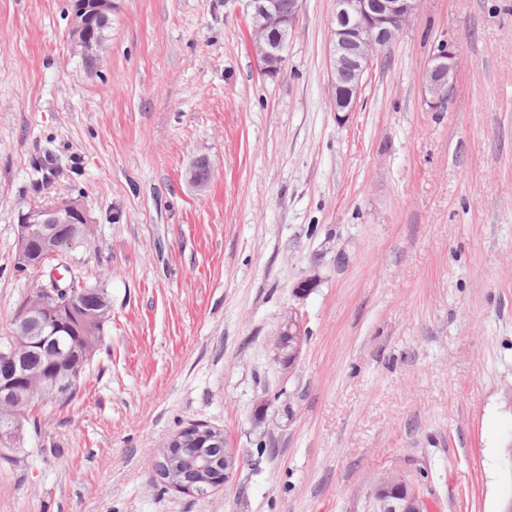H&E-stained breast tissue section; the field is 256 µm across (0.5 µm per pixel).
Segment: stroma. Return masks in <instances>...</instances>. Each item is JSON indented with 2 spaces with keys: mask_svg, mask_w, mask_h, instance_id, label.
I'll use <instances>...</instances> for the list:
<instances>
[{
  "mask_svg": "<svg viewBox=\"0 0 512 512\" xmlns=\"http://www.w3.org/2000/svg\"><path fill=\"white\" fill-rule=\"evenodd\" d=\"M114 3L90 72L68 0H0V343L56 266L112 298L77 395L36 406L37 432L0 462V512H364L390 473L431 512H501L512 0H420L346 117L329 94L333 0H304L277 79L246 0ZM443 41L456 99L430 112L421 76ZM62 196L92 237L16 272L20 214ZM292 308L307 341L287 372L275 342ZM192 422L242 456L204 498L152 478Z\"/></svg>",
  "mask_w": 512,
  "mask_h": 512,
  "instance_id": "35a3bbf8",
  "label": "stroma"
}]
</instances>
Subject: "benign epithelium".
Returning a JSON list of instances; mask_svg holds the SVG:
<instances>
[{
  "label": "benign epithelium",
  "mask_w": 512,
  "mask_h": 512,
  "mask_svg": "<svg viewBox=\"0 0 512 512\" xmlns=\"http://www.w3.org/2000/svg\"><path fill=\"white\" fill-rule=\"evenodd\" d=\"M252 8L251 42L263 73L276 78L278 64L285 56L288 41L285 29L293 27L302 9V0H294L288 12H283L278 0H248ZM419 0H334L330 22L329 85L334 111L349 115L355 111L363 86V78L376 57L402 34ZM114 0H71L69 39L74 50L82 55L102 56L105 38L102 26L112 15ZM458 59L454 46L441 42L433 50L422 79V104L430 112H442L453 102L457 91ZM350 79L343 83L341 75ZM82 202L73 197H60L53 204L38 207L19 217L16 255L23 270L39 269L44 257L56 254L63 246L82 240L77 225L90 224ZM74 303L67 297L54 311L45 301L28 307L16 331L15 339L24 348L44 347L47 323L66 321ZM306 341V331L296 312L291 311L282 323L276 349L283 369L291 370ZM52 391L61 397L72 389V377L58 368L50 377ZM30 397L25 378L16 376L0 384V399L9 402ZM178 439L170 438L161 455L152 465L155 481L185 494L201 495L225 486L236 474L241 458L233 448H224V456L207 465L202 480L185 485L168 473L163 464L183 461L182 449L175 447ZM366 512H429L428 502L401 474L380 478L369 491Z\"/></svg>",
  "instance_id": "7a95c632"
}]
</instances>
